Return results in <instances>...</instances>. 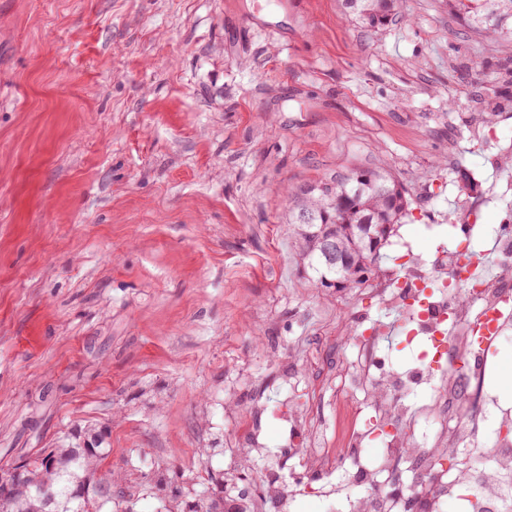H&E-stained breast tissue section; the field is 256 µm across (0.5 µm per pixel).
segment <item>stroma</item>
I'll return each mask as SVG.
<instances>
[{
    "instance_id": "obj_1",
    "label": "stroma",
    "mask_w": 512,
    "mask_h": 512,
    "mask_svg": "<svg viewBox=\"0 0 512 512\" xmlns=\"http://www.w3.org/2000/svg\"><path fill=\"white\" fill-rule=\"evenodd\" d=\"M367 29L338 0H0V476L92 427L112 491L180 472L207 498L250 395L285 450L276 354L299 391L355 355L337 322L388 306L313 287L288 249L287 195L383 167L412 199L382 249L476 254L512 233V46L443 0ZM485 193L476 225L456 213Z\"/></svg>"
}]
</instances>
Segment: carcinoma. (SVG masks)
I'll return each mask as SVG.
<instances>
[{
    "label": "carcinoma",
    "instance_id": "carcinoma-1",
    "mask_svg": "<svg viewBox=\"0 0 512 512\" xmlns=\"http://www.w3.org/2000/svg\"><path fill=\"white\" fill-rule=\"evenodd\" d=\"M345 12L369 28L400 16V0H342ZM448 12L484 36L512 45V0H446ZM407 188L377 169L353 168L300 186L288 205V229L298 268L317 288H354L381 273V249L408 211ZM345 244L344 267L328 264L321 238ZM102 433L87 429L75 442L39 453L21 464L12 499L0 512H103L114 503L112 475H97L109 455ZM155 487L171 492L168 512H214L208 500L172 492L166 476Z\"/></svg>",
    "mask_w": 512,
    "mask_h": 512
}]
</instances>
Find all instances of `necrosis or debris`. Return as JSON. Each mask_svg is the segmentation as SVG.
<instances>
[{"label": "necrosis or debris", "mask_w": 512, "mask_h": 512, "mask_svg": "<svg viewBox=\"0 0 512 512\" xmlns=\"http://www.w3.org/2000/svg\"><path fill=\"white\" fill-rule=\"evenodd\" d=\"M464 255L461 247L428 259L405 253L401 278L377 279L367 288L368 294L405 312L409 327L402 344L425 336L432 345H446L450 367L440 366L424 350L419 357L425 371H379L375 352L384 326H349L357 362L346 372L347 387L369 394L370 404L347 403L336 421L335 442L328 446L320 443L319 394H307L303 411L285 413L299 436L292 454L304 479L296 484L253 470L257 419L264 408L252 405L249 421L235 437L240 449L224 483L226 512H289L304 490L316 497L346 495L348 512H442L447 499L466 502L470 512H506L512 493V407L486 392V365L472 363L471 356L484 315H494L496 335L512 330V275L490 282L476 279L465 270ZM448 323L455 329L450 339L444 333ZM424 383L433 384V399L411 407L409 392ZM446 408L452 411L451 428L423 435L426 424ZM487 419L497 430L489 444L477 437L479 422ZM406 461L412 462L416 477L398 501L388 494L384 479L396 475ZM345 465L352 469L350 482L330 483L336 468Z\"/></svg>", "instance_id": "necrosis-or-debris-1"}]
</instances>
